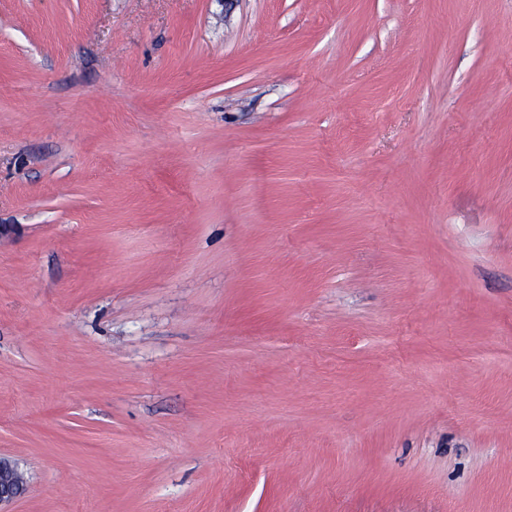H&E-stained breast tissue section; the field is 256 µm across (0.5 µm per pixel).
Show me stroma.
<instances>
[{"label":"stroma","mask_w":512,"mask_h":512,"mask_svg":"<svg viewBox=\"0 0 512 512\" xmlns=\"http://www.w3.org/2000/svg\"><path fill=\"white\" fill-rule=\"evenodd\" d=\"M10 512H512V0H0Z\"/></svg>","instance_id":"1"}]
</instances>
